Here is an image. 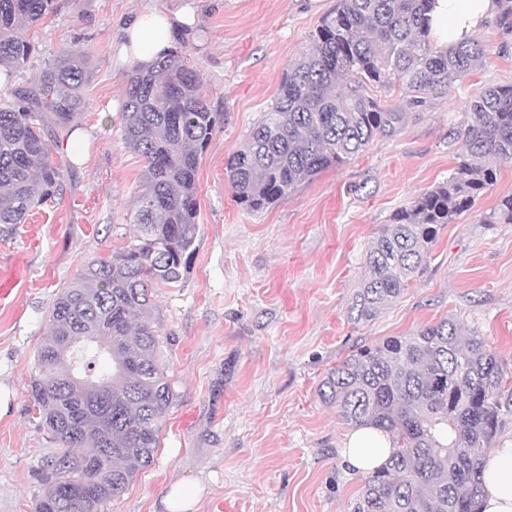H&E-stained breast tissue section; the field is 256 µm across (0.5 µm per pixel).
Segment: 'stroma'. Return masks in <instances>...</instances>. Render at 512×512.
<instances>
[{"mask_svg": "<svg viewBox=\"0 0 512 512\" xmlns=\"http://www.w3.org/2000/svg\"><path fill=\"white\" fill-rule=\"evenodd\" d=\"M183 0H55L29 31L31 68L60 49L89 57L82 153L61 195L0 231V260L25 275L0 305V512H35L41 464L56 448L29 395L49 315L83 261L130 245L144 161L121 139L126 69L116 67L113 25L146 6ZM336 0H196L195 20L174 43L224 127L197 173L200 233L180 283L154 288L160 362L178 394L152 464L111 512H167L172 484L201 487L195 512H351L364 474L343 465L351 428L318 387L365 345L407 336L452 317L512 365V224L490 218L512 194V161L497 181L438 232L427 266L375 320L348 318L371 240L398 209L445 182L458 161L459 130L485 88L512 84V24L491 21L476 69L442 95L411 104L404 87L378 88L380 106L406 112L391 137H376L348 164L320 172L288 197L251 212L233 199L227 158L242 148L276 97L288 66Z\"/></svg>", "mask_w": 512, "mask_h": 512, "instance_id": "1", "label": "stroma"}]
</instances>
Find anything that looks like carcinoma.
Segmentation results:
<instances>
[{
    "label": "carcinoma",
    "mask_w": 512,
    "mask_h": 512,
    "mask_svg": "<svg viewBox=\"0 0 512 512\" xmlns=\"http://www.w3.org/2000/svg\"><path fill=\"white\" fill-rule=\"evenodd\" d=\"M431 0H336L290 67L271 108L225 171L234 200L262 210L298 185L357 158L377 136L391 137L406 113L381 107L369 89L400 83L442 94L484 54L471 40L434 47ZM54 0H0V228L60 194L69 164L51 161L58 132L87 106L89 58L64 49L26 86L32 26ZM185 51L172 50L127 75L122 139L145 160L136 242L85 262L56 298L51 334L38 354L31 396L59 442L45 459L36 512H108L153 461L177 399L159 366L152 289L179 282L196 251V176L224 124ZM459 131L460 161L448 180L397 210L366 251L368 275L349 307L374 320L426 266L438 227L452 223L497 180L490 160L512 161V85L489 87ZM494 214L512 224V195ZM90 376L98 394L75 383ZM512 369L487 341L445 319L410 336L362 347L319 386L345 424L392 435L394 450L365 478L352 512H478L482 460L512 401L500 394Z\"/></svg>",
    "instance_id": "1"
}]
</instances>
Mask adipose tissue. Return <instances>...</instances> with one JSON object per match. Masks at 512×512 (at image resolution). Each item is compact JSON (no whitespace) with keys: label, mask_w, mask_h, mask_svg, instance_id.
Returning <instances> with one entry per match:
<instances>
[{"label":"adipose tissue","mask_w":512,"mask_h":512,"mask_svg":"<svg viewBox=\"0 0 512 512\" xmlns=\"http://www.w3.org/2000/svg\"><path fill=\"white\" fill-rule=\"evenodd\" d=\"M499 10V0H432L429 35L441 46L470 40ZM183 21V14L156 8L134 14L118 31L120 61L151 65L168 50L174 29ZM392 447L389 433L362 427L351 433L343 458L351 468L369 472L388 460ZM483 486L481 512H512L511 440L491 451L483 471Z\"/></svg>","instance_id":"ef3b65f1"}]
</instances>
